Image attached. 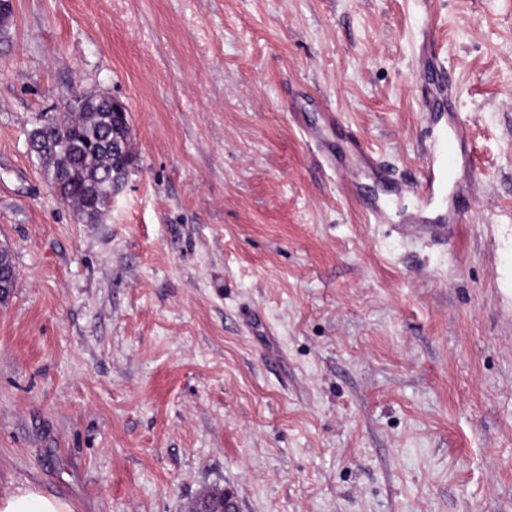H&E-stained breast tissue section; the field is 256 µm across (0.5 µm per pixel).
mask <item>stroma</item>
Wrapping results in <instances>:
<instances>
[{
  "instance_id": "stroma-1",
  "label": "stroma",
  "mask_w": 512,
  "mask_h": 512,
  "mask_svg": "<svg viewBox=\"0 0 512 512\" xmlns=\"http://www.w3.org/2000/svg\"><path fill=\"white\" fill-rule=\"evenodd\" d=\"M427 29L476 169L444 241L360 206L417 176ZM90 91L133 157L95 224L28 146ZM0 245V496L512 512V0H12ZM352 151L357 163L372 179L382 181L389 178L388 171L372 155L364 152L358 145H353ZM186 512H239L237 496L230 489L208 490L198 495Z\"/></svg>"
}]
</instances>
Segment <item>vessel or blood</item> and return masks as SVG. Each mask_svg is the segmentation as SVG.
<instances>
[{
  "label": "vessel or blood",
  "mask_w": 512,
  "mask_h": 512,
  "mask_svg": "<svg viewBox=\"0 0 512 512\" xmlns=\"http://www.w3.org/2000/svg\"><path fill=\"white\" fill-rule=\"evenodd\" d=\"M417 65L429 85L430 123L419 176L403 187L404 192L417 197L418 204L404 214L399 230L409 236L442 239L456 220L454 209L444 205L447 194L459 197L473 188L471 134L451 105L453 90L430 41L422 42Z\"/></svg>",
  "instance_id": "b4317fda"
}]
</instances>
